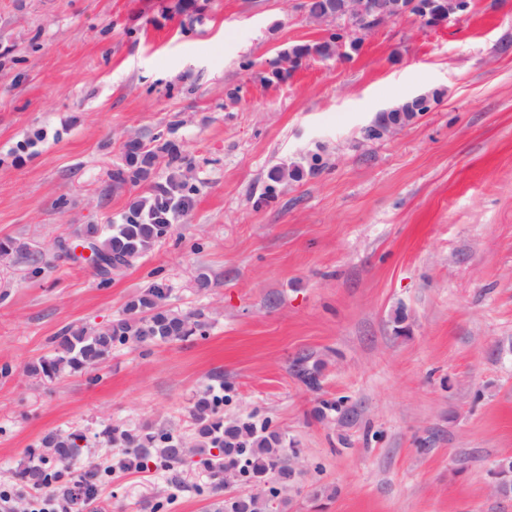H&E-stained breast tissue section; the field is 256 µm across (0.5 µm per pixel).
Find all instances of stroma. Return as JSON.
<instances>
[{
  "instance_id": "1",
  "label": "stroma",
  "mask_w": 512,
  "mask_h": 512,
  "mask_svg": "<svg viewBox=\"0 0 512 512\" xmlns=\"http://www.w3.org/2000/svg\"><path fill=\"white\" fill-rule=\"evenodd\" d=\"M335 24L297 0H0V240L52 252L121 223L174 170L189 208L165 241L103 283L87 262L0 264V493L52 430L82 429L70 470L111 464L102 425L192 433L224 374L225 421L272 420L303 471L279 512H512V0H471L430 28L412 15L348 55L272 73ZM430 111L378 139L396 100ZM174 140L148 182L116 187L124 144ZM302 168L271 183L270 169ZM212 288L198 286L200 277ZM204 334L115 349L53 380L26 372L63 328L99 326L155 282ZM318 366L309 388L301 367ZM348 397L354 417H317ZM189 463L103 486L100 512H213Z\"/></svg>"
}]
</instances>
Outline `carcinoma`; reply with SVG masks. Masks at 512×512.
<instances>
[{"label": "carcinoma", "instance_id": "obj_1", "mask_svg": "<svg viewBox=\"0 0 512 512\" xmlns=\"http://www.w3.org/2000/svg\"><path fill=\"white\" fill-rule=\"evenodd\" d=\"M309 16L321 19L334 17L353 46L362 42L360 28L347 18V0H307ZM336 47L331 39L314 45H297L289 55L302 61L311 55L324 56ZM425 111L421 103L411 100L382 118L366 131V137L378 138L390 124L410 120ZM126 167L112 172L118 185L138 183L149 178L154 161L161 155L176 162L179 145L170 139H154L150 149L137 141L125 144ZM187 182L182 174L172 175L167 184L156 185L151 192L134 201L121 224H109L101 229L87 224L74 231V236L86 242L92 250L114 266L130 267L146 255L171 232L174 216L188 207ZM21 253L25 262L37 274L49 265L44 253L27 246H16L7 239L0 241V257ZM167 289L159 284L148 288L128 302L123 314L97 328L68 327L53 337V352L29 364L26 372L36 378L53 380L63 374H75L105 362L118 347L134 344L157 345L184 340L205 327L204 314L175 313L166 308ZM195 433L185 440L171 428L147 426L141 430L108 424L97 437L104 447L119 451L115 466L93 467L74 481L64 480L66 470L84 449V431L50 432L38 443L40 451L29 454L27 461L14 472V477L26 488L62 494L71 505L91 504L98 500L101 487L112 476L113 469L127 473L149 468V464L170 472V480L179 481L177 468L190 455L212 479V491H224V476L232 472L238 482L258 488L249 496L225 499L222 512H274L273 505L285 484L291 481L288 458L282 447V437L268 420L258 427L251 422L224 423V397L203 392L189 410Z\"/></svg>", "mask_w": 512, "mask_h": 512}]
</instances>
